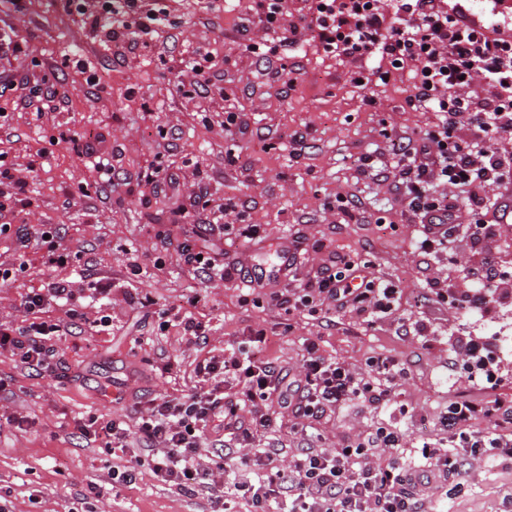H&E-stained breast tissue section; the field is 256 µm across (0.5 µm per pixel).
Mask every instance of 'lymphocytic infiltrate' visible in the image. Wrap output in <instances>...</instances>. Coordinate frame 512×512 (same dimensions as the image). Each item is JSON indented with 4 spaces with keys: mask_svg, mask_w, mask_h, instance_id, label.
<instances>
[{
    "mask_svg": "<svg viewBox=\"0 0 512 512\" xmlns=\"http://www.w3.org/2000/svg\"><path fill=\"white\" fill-rule=\"evenodd\" d=\"M258 7L259 24L280 43H295L307 30L326 52L377 62L381 79L409 72L408 107L438 113L436 124L413 138L393 140L391 150L397 183L420 217L415 252L439 254L462 240L470 244L465 266L449 262L447 277L431 280L415 298L463 317L448 344L467 389L449 398L441 413L442 437L416 446L423 466L407 463L400 429L370 427L333 448L297 449L291 463L280 467L277 449L254 452L250 446L282 416L307 429L350 404L395 405L408 372L384 354L367 357L356 369L324 356L312 340L297 367L279 366L271 357L274 338L259 331L253 336L256 351L241 348L198 362L203 391L153 396L139 403L134 423L93 416L82 430L101 438L108 452L127 455L125 465L112 469L114 484H131L146 465L160 482L206 492L208 512H237L243 500L254 512H278L284 503L289 512H425L428 492L463 486L473 460H512V399L499 393L512 360L503 357L500 337L466 325L493 307L512 306V275L503 259L512 236L503 219L512 206L498 193L512 185V152L499 151L512 143V13L496 11L480 24L463 0H312L300 17L288 15L283 0H258ZM90 21L105 30L119 59L124 49H149L154 34L168 27L169 14L163 5L146 11L133 38L113 26L110 0ZM478 81L489 86L488 96L470 95ZM440 183L451 194H436ZM0 236L16 237L49 266L74 258L57 224H0ZM403 297L400 284L376 276L371 262L338 254L271 300L288 316L304 311L327 319L343 313L367 325L391 320L402 334L427 338L426 324L399 316ZM81 299V289L68 280L28 289L21 305L30 321L18 328L0 323V349L40 375H55L65 366L62 327L44 311L53 302L76 320ZM228 435L242 449L231 471L224 465ZM133 439L135 451L129 448Z\"/></svg>",
    "mask_w": 512,
    "mask_h": 512,
    "instance_id": "f902f5d3",
    "label": "lymphocytic infiltrate"
}]
</instances>
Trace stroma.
<instances>
[{"label":"stroma","mask_w":512,"mask_h":512,"mask_svg":"<svg viewBox=\"0 0 512 512\" xmlns=\"http://www.w3.org/2000/svg\"><path fill=\"white\" fill-rule=\"evenodd\" d=\"M172 27L160 31L149 56L113 52L102 29L69 8L67 0H0V35L26 42L27 55L0 53V77L15 76L0 93V160L29 183L28 205L6 202L1 224H58L75 253L72 264L53 268L15 239L0 240V258L25 254L28 268L11 288H0V323L22 326L20 295L29 288L67 279L90 288L112 281L113 325L96 327L95 307L61 342L66 363L59 377H43L10 353H0V501L8 512H205L202 493L186 494L156 480L141 467L135 483L113 487L112 458L80 427L89 416L133 415L144 395L180 397L198 384L195 367L205 350L232 348L250 329L276 335L275 357L297 365L306 340L325 356L361 367L367 356L384 353L405 363L407 414L394 409L366 411L350 405L310 430L312 446L337 441L373 426L395 425L408 443L440 437L438 417L448 406L451 364L443 337L447 307L429 304L420 318L434 333L419 340L399 335L394 323L331 326L294 315L292 334L282 335L285 316L270 300L284 279L265 281L258 301L243 302V271L268 264L278 248L297 242L312 263L319 244L331 251L369 259L378 276L400 282L406 295L448 273V256L424 257L412 243L419 220L394 182L360 168L370 157L375 170L390 167V140L434 124L432 112L410 110L407 75L380 81L376 64L324 54L312 34L295 45H278L256 22L254 0H165ZM222 64L219 88L191 93L185 64L196 48ZM70 56L104 71L102 84L89 85L78 69L61 68ZM58 70L60 94L54 110L36 117L42 78ZM297 77L288 87V77ZM364 86H357V78ZM239 116L225 128V112ZM100 134V152L121 178L115 186L91 189L98 174L65 132ZM160 167L169 179L159 189L141 183L145 171ZM211 199L237 202L240 217L215 220L195 205L198 188ZM346 197V209L334 206ZM184 208L187 232L210 225L207 244L234 268L232 278L194 275L169 233L176 208ZM391 223L379 234L378 220ZM255 224L256 237L242 227ZM151 297L140 307L142 297ZM181 307L209 325L207 349L189 345L177 326H163V311ZM114 399H107V392ZM26 416L25 429L7 417ZM512 503V460L472 465L461 492L434 495L428 512H504Z\"/></svg>","instance_id":"stroma-1"}]
</instances>
